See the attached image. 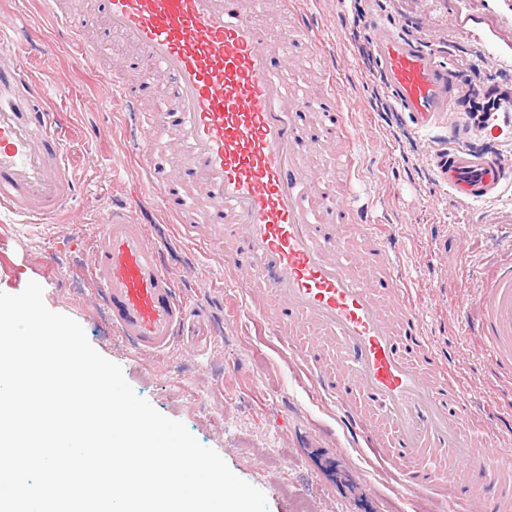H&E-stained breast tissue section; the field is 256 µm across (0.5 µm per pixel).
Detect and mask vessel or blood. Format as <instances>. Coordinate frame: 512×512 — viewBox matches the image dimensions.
<instances>
[{
    "mask_svg": "<svg viewBox=\"0 0 512 512\" xmlns=\"http://www.w3.org/2000/svg\"><path fill=\"white\" fill-rule=\"evenodd\" d=\"M288 31L257 21L248 0H99L112 32L141 57L128 78H105L104 93L130 105L147 91L139 74L163 71L170 110L152 131L173 129L178 169L156 159L144 138L146 195L194 241L222 246L242 311L271 317L308 368L312 392L338 412L341 427L376 452L406 494L443 487L450 512H512L506 494L487 497L512 473V450L478 448L475 416L454 376L455 356L436 350L428 313L399 271L393 232L374 220L356 191L362 138L342 106L344 91L314 100L288 93L277 67L288 44L320 29L296 0ZM376 74L421 130L444 112L484 101L486 121L512 113V98L461 91L452 66L369 17ZM16 23H0V209L27 221L66 210L75 177L64 153L60 113L44 82L14 61ZM448 125L430 163L454 198L471 204L512 187V161L485 157ZM347 142L349 175L335 189L310 169L319 149ZM95 274L117 330L138 350L159 353L182 335L186 303L144 225L123 206L106 214ZM478 326L495 379L512 381V263L501 266L478 302Z\"/></svg>",
    "mask_w": 512,
    "mask_h": 512,
    "instance_id": "1",
    "label": "vessel or blood"
}]
</instances>
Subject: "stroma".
<instances>
[{"label": "stroma", "instance_id": "35a3bbf8", "mask_svg": "<svg viewBox=\"0 0 512 512\" xmlns=\"http://www.w3.org/2000/svg\"><path fill=\"white\" fill-rule=\"evenodd\" d=\"M73 15L80 43L45 14L40 0H0V19L20 18V60L38 78L65 86L48 104L63 113L62 136L84 181L61 224L0 222V291L17 294L54 271L46 307L84 329L89 342L121 366L134 392L164 416L182 422L204 447L215 450L241 479L266 496L268 512H443L440 495H405L393 469L372 452H359L334 418L332 406L308 392L306 370L278 338L274 323L238 315L234 290L212 249L188 241L179 225L143 201L142 121L168 107L165 95H142L127 112L102 91L126 43L112 34L96 0H79ZM326 23L339 82L364 138L363 181L377 215L395 224L402 271L432 309L427 331L438 350L457 358L456 373L478 414L476 442H512V388L492 382L476 316L461 320L462 301L476 302L481 280L512 263V191L488 203L463 206L439 185L429 163L435 131L420 132L402 112L371 107V60L358 44L368 29L354 16L376 15L434 51L457 69L461 83L512 88V0H300ZM95 52L86 62L80 45ZM289 86L310 98L329 84L309 80L316 50L293 45ZM126 202L147 225L193 306L192 335L165 352L136 350L113 326L93 275L100 220L113 199Z\"/></svg>", "mask_w": 512, "mask_h": 512}]
</instances>
